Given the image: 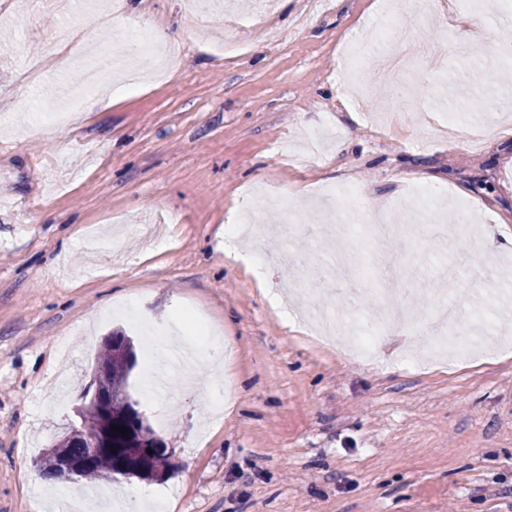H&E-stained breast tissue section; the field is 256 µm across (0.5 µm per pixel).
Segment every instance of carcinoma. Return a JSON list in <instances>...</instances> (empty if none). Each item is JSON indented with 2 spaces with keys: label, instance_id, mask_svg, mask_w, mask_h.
Instances as JSON below:
<instances>
[{
  "label": "carcinoma",
  "instance_id": "cac0c4a2",
  "mask_svg": "<svg viewBox=\"0 0 512 512\" xmlns=\"http://www.w3.org/2000/svg\"><path fill=\"white\" fill-rule=\"evenodd\" d=\"M136 364L132 340L121 331H114L98 354L94 368L95 376L91 387L95 392L112 393V398L128 393L130 373ZM127 407L117 405L112 408V416L108 417L97 412L92 413L89 424L84 427V434L99 438L111 425V420L124 416ZM115 458L104 454L94 464L85 469L82 476L86 480L98 479L108 475L112 470Z\"/></svg>",
  "mask_w": 512,
  "mask_h": 512
}]
</instances>
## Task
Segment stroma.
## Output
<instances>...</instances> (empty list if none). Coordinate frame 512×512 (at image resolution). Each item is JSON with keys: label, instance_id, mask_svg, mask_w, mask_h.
Here are the masks:
<instances>
[{"label": "stroma", "instance_id": "35a3bbf8", "mask_svg": "<svg viewBox=\"0 0 512 512\" xmlns=\"http://www.w3.org/2000/svg\"><path fill=\"white\" fill-rule=\"evenodd\" d=\"M110 0L65 15L0 0V512H53L36 459L73 420L101 344L132 337L129 390L174 450L155 491L166 512H512V139L449 147L466 132L512 128V12L491 0H276L267 41L256 0H232L237 28L196 35L182 0ZM467 16L480 38L459 40ZM94 27L107 53L145 27L181 53L175 74L87 110ZM225 43L223 55L213 46ZM361 219L364 268L314 280L341 319L378 335L371 360L316 341L312 296L286 269L320 272L346 189ZM287 195V225L247 200ZM177 215L143 248L138 221ZM258 224L226 255L233 223ZM124 239L112 251L113 235ZM265 255L266 282L251 262ZM448 300L484 310L502 351L418 364L398 314L438 336ZM193 315L230 345L224 378L172 376L171 411L143 390L149 328L176 341ZM73 354L62 369L56 347Z\"/></svg>", "mask_w": 512, "mask_h": 512}]
</instances>
